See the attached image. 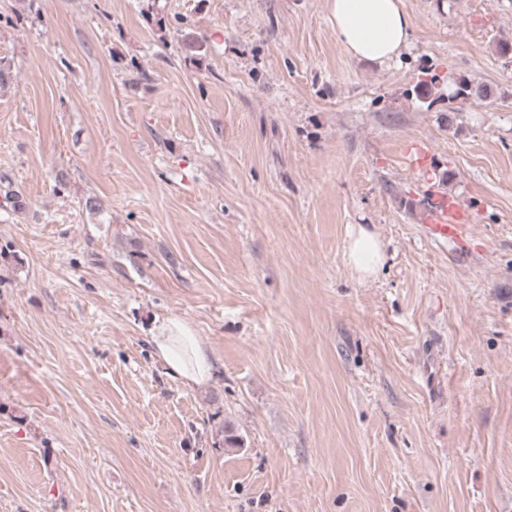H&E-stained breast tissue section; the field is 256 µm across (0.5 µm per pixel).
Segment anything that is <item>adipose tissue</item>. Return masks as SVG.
I'll return each mask as SVG.
<instances>
[{"label": "adipose tissue", "mask_w": 512, "mask_h": 512, "mask_svg": "<svg viewBox=\"0 0 512 512\" xmlns=\"http://www.w3.org/2000/svg\"><path fill=\"white\" fill-rule=\"evenodd\" d=\"M330 22L351 56L383 63L399 56L410 36V19L402 0H328ZM348 260L360 277L378 274L385 262L379 240L366 228L354 230ZM148 342L166 375L196 390L212 384L217 366L210 351L190 336L184 322L154 319Z\"/></svg>", "instance_id": "ef3b65f1"}]
</instances>
